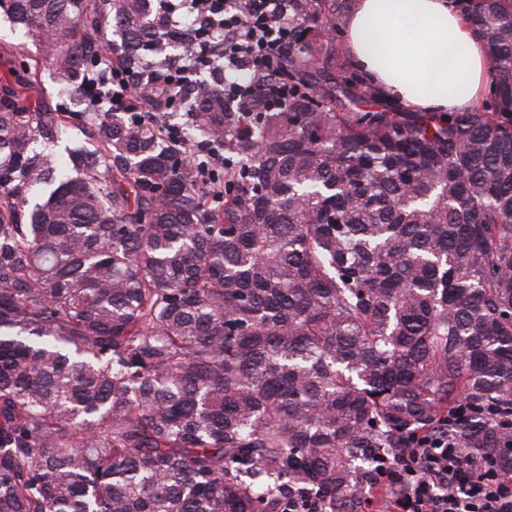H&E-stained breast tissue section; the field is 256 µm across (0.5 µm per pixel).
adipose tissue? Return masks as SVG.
Segmentation results:
<instances>
[{"instance_id": "1", "label": "adipose tissue", "mask_w": 512, "mask_h": 512, "mask_svg": "<svg viewBox=\"0 0 512 512\" xmlns=\"http://www.w3.org/2000/svg\"><path fill=\"white\" fill-rule=\"evenodd\" d=\"M465 0H354L344 28L353 66L414 112H467L495 99L490 61Z\"/></svg>"}]
</instances>
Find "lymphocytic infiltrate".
<instances>
[{
  "mask_svg": "<svg viewBox=\"0 0 512 512\" xmlns=\"http://www.w3.org/2000/svg\"><path fill=\"white\" fill-rule=\"evenodd\" d=\"M170 26L188 24L205 47L203 60L166 59L134 71L119 61L86 81L91 101L111 79L112 111L164 125L159 101L175 103L192 93L188 70L207 67L226 98L236 102L241 120L258 112H282L288 105V58L297 39L294 0H174L166 12ZM466 404L447 422L418 437L413 447L378 456L375 480L362 494L373 512H512V475L484 459L465 454Z\"/></svg>",
  "mask_w": 512,
  "mask_h": 512,
  "instance_id": "lymphocytic-infiltrate-1",
  "label": "lymphocytic infiltrate"
}]
</instances>
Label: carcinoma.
I'll return each mask as SVG.
<instances>
[{
  "label": "carcinoma",
  "mask_w": 512,
  "mask_h": 512,
  "mask_svg": "<svg viewBox=\"0 0 512 512\" xmlns=\"http://www.w3.org/2000/svg\"><path fill=\"white\" fill-rule=\"evenodd\" d=\"M0 0L59 81L99 68L88 17L145 60L153 0ZM301 0L285 112L205 89L199 166L122 113L59 161L54 112L0 72V512H362L373 459L459 402L512 471V12L471 0L497 107L407 112ZM176 144H179L191 159L203 156L202 168L205 175L200 178L201 187L206 195L212 197L215 193V184H217L216 173L218 170H224V150H217L205 141L199 142L197 145H184L180 142Z\"/></svg>",
  "instance_id": "obj_1"
}]
</instances>
